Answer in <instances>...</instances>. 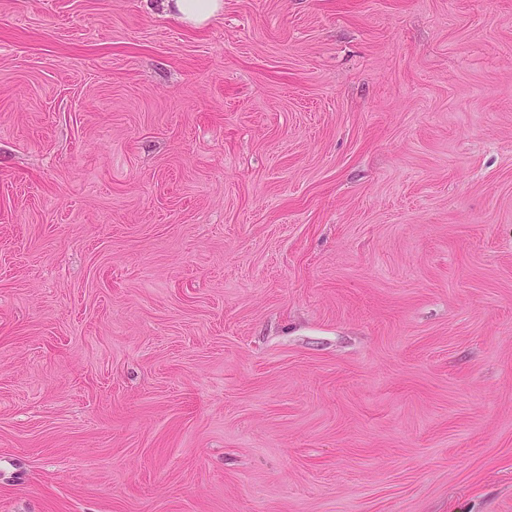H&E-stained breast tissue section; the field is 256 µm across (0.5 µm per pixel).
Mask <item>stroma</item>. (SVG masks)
<instances>
[{"label": "stroma", "instance_id": "obj_1", "mask_svg": "<svg viewBox=\"0 0 512 512\" xmlns=\"http://www.w3.org/2000/svg\"><path fill=\"white\" fill-rule=\"evenodd\" d=\"M0 512H512V0H0ZM162 11L190 25L202 26L224 10L223 0H157Z\"/></svg>", "mask_w": 512, "mask_h": 512}]
</instances>
